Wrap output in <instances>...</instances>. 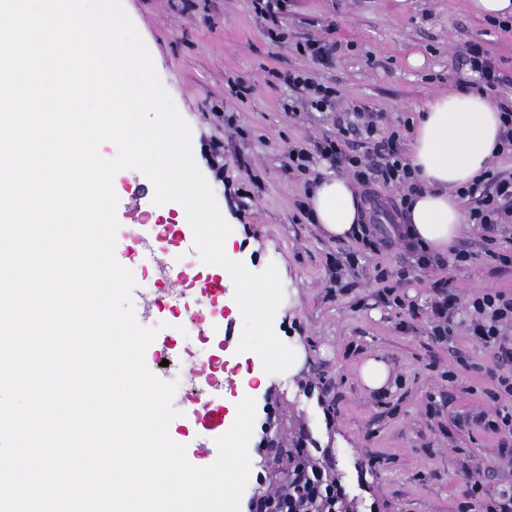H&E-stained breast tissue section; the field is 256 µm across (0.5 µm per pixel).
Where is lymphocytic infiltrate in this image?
<instances>
[{
  "mask_svg": "<svg viewBox=\"0 0 512 512\" xmlns=\"http://www.w3.org/2000/svg\"><path fill=\"white\" fill-rule=\"evenodd\" d=\"M283 83L294 92L295 98L290 112L317 111L336 113V133L310 142L300 140L289 145L288 172L308 173L314 157H321L332 166L348 172L360 189L362 198L377 196L378 186H395L400 190L398 199L391 206L397 216L392 228L379 232L375 224L362 222L358 239L363 249L380 253L395 243L406 242L416 258L419 268H444L449 261H465V252H456L446 258L426 251L415 242L406 241L400 223L411 197L419 185L403 158L404 136L400 128H392L380 134V113L366 106L355 105L337 110L339 90L331 85L317 82L312 74L302 69L286 72ZM364 135L375 139L371 153L359 154L350 147L349 138ZM467 205L466 219L481 232L484 253L500 268H512V251H496L500 237L512 230V176L505 177L487 171L461 192ZM430 312L432 316L431 339L434 343L447 342L455 323L461 298L450 280L438 279L432 285ZM471 319L469 330L480 343L491 352V367L487 369L490 388L487 396L491 409L469 413L455 418L456 428L477 427L498 435V456L512 462V413L501 409L503 401H512V293L488 290L473 296L469 301ZM483 468L473 464L464 470L466 500L459 506L460 512H468V502L482 498V512H512V488L496 494H486L481 480ZM329 478L319 466L294 474L293 478H280L268 484L267 490L284 512H336V495L328 490Z\"/></svg>",
  "mask_w": 512,
  "mask_h": 512,
  "instance_id": "f902f5d3",
  "label": "lymphocytic infiltrate"
}]
</instances>
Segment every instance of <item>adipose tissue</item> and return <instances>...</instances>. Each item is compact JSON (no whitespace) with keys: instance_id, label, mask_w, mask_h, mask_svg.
I'll list each match as a JSON object with an SVG mask.
<instances>
[{"instance_id":"1","label":"adipose tissue","mask_w":512,"mask_h":512,"mask_svg":"<svg viewBox=\"0 0 512 512\" xmlns=\"http://www.w3.org/2000/svg\"><path fill=\"white\" fill-rule=\"evenodd\" d=\"M500 129V108L484 93L452 89L417 113L408 161L423 191L412 198L407 225L425 249L443 253L458 238L465 222L458 193L487 170ZM309 206L329 236L359 235V198L347 178L317 180Z\"/></svg>"}]
</instances>
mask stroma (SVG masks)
<instances>
[{
	"label": "stroma",
	"instance_id": "stroma-1",
	"mask_svg": "<svg viewBox=\"0 0 512 512\" xmlns=\"http://www.w3.org/2000/svg\"><path fill=\"white\" fill-rule=\"evenodd\" d=\"M123 6L148 52L159 56L156 73L191 127L194 159L235 236L231 259L253 272L276 265L284 299L273 329L300 353L286 372L269 375L256 353H239L243 318L232 310L233 284H225L223 295L204 303L223 312L230 330L228 368L215 373L224 385L225 412L236 409L241 377L264 376V390L253 395L256 423L266 418V402H276L274 433L287 447L302 434L318 442L326 472L359 512L374 506L380 512H457L463 468L474 463L483 466L489 493L512 485V466L497 455L498 436L453 425L455 416L489 406L490 352L470 335L464 311L453 340L433 343L427 309L434 280L451 279L466 301L486 289L512 291V268H495L481 253L479 230L469 225L454 243L474 254L464 265L424 272L414 269L407 248L398 247L379 261L361 257L356 271L335 277L337 252L357 250V243L327 237L299 206L313 180L331 167L320 159L309 175L297 177L284 169L289 143L334 134V115L291 114V91L280 79L294 68L310 70L318 81L336 85L341 107L366 105L393 125L468 77L463 52L469 43L482 44L512 75V30L477 18L467 0H407L403 10L395 0H288L279 19L288 41L276 45L251 0H123ZM305 39L335 44L334 65L298 55L294 44ZM414 52L425 56V67L408 66ZM237 81L249 88L245 99L230 93ZM146 182L133 169L113 178L115 251L128 259L136 281L138 322L177 325L166 363L154 371L177 381L173 406L181 412L190 402L192 364L207 361L213 349L200 338V321L186 319L180 288L166 276L167 262L186 253L190 241L130 230L144 221L134 190ZM379 266L391 273L410 268L399 290L404 307L384 300L375 280ZM370 357L390 368L383 390H368L359 380L358 367ZM450 369L457 383H449ZM310 380L326 388V399L306 394L303 384Z\"/></svg>",
	"mask_w": 512,
	"mask_h": 512
}]
</instances>
